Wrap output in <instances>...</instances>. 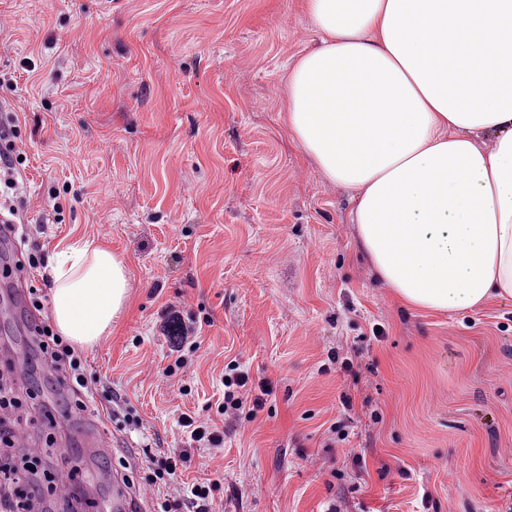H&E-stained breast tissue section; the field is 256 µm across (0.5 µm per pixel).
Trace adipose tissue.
Returning a JSON list of instances; mask_svg holds the SVG:
<instances>
[{
    "mask_svg": "<svg viewBox=\"0 0 512 512\" xmlns=\"http://www.w3.org/2000/svg\"><path fill=\"white\" fill-rule=\"evenodd\" d=\"M316 45L288 76L284 123L351 190L359 247L406 305L512 298V0H306ZM51 318L87 347L127 299V268L56 248Z\"/></svg>",
    "mask_w": 512,
    "mask_h": 512,
    "instance_id": "obj_1",
    "label": "adipose tissue"
}]
</instances>
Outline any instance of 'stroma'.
<instances>
[{"instance_id": "obj_1", "label": "stroma", "mask_w": 512, "mask_h": 512, "mask_svg": "<svg viewBox=\"0 0 512 512\" xmlns=\"http://www.w3.org/2000/svg\"><path fill=\"white\" fill-rule=\"evenodd\" d=\"M317 39L305 0H0L20 246L44 261L32 283L77 237L128 270L125 309L81 351L98 383L78 417L0 279V351L26 352L15 376L35 395L27 442L95 486L87 512H112L122 462L139 478L182 448L181 414L215 418L233 360L274 393L253 421L222 422L217 453L191 451L185 481L221 477L223 512H421L426 494L434 512H512V300L431 312L377 279L350 193L283 123ZM194 340L182 380L164 378ZM92 428L116 439L107 460L82 441Z\"/></svg>"}]
</instances>
